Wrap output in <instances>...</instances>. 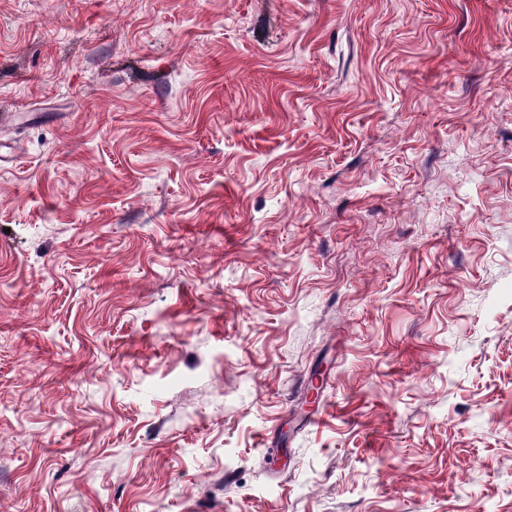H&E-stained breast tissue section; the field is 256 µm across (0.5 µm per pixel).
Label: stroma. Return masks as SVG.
Returning a JSON list of instances; mask_svg holds the SVG:
<instances>
[{"label": "stroma", "instance_id": "1", "mask_svg": "<svg viewBox=\"0 0 512 512\" xmlns=\"http://www.w3.org/2000/svg\"><path fill=\"white\" fill-rule=\"evenodd\" d=\"M0 512H512V0H0Z\"/></svg>", "mask_w": 512, "mask_h": 512}]
</instances>
